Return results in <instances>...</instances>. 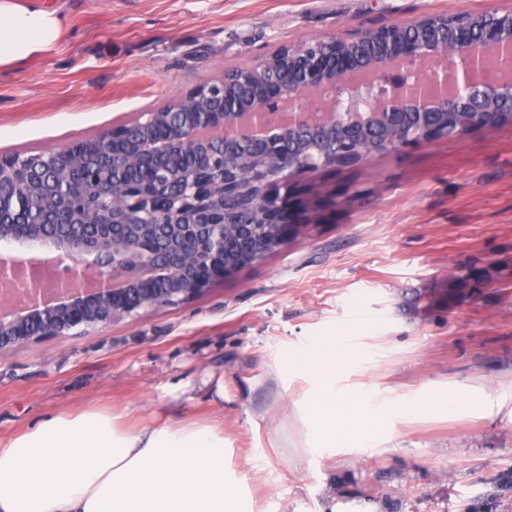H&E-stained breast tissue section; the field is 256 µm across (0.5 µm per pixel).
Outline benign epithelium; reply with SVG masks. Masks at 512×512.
Wrapping results in <instances>:
<instances>
[{"label": "benign epithelium", "mask_w": 512, "mask_h": 512, "mask_svg": "<svg viewBox=\"0 0 512 512\" xmlns=\"http://www.w3.org/2000/svg\"><path fill=\"white\" fill-rule=\"evenodd\" d=\"M512 8L431 14L284 46L53 152L0 154V208L23 190L62 224H1L51 253L0 259V354L178 305L286 244L298 177L482 129L512 112ZM189 162L138 182L155 158ZM122 203L100 208L101 197Z\"/></svg>", "instance_id": "1"}]
</instances>
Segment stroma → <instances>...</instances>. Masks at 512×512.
Listing matches in <instances>:
<instances>
[{
  "instance_id": "obj_1",
  "label": "stroma",
  "mask_w": 512,
  "mask_h": 512,
  "mask_svg": "<svg viewBox=\"0 0 512 512\" xmlns=\"http://www.w3.org/2000/svg\"><path fill=\"white\" fill-rule=\"evenodd\" d=\"M56 45L0 69V153L56 148L165 105L283 44L512 0H56ZM300 228L200 295L0 355V440L103 410L134 430L224 425V473L254 512H512V418L423 415L388 451L298 459L277 368L320 337L388 349L366 383L512 384V288L448 291L458 268L512 267V124L300 178ZM361 297L367 327L350 316ZM224 400L214 403L216 389Z\"/></svg>"
}]
</instances>
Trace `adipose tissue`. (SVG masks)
I'll use <instances>...</instances> for the list:
<instances>
[{"mask_svg": "<svg viewBox=\"0 0 512 512\" xmlns=\"http://www.w3.org/2000/svg\"><path fill=\"white\" fill-rule=\"evenodd\" d=\"M64 22L47 0H0V67L31 60ZM0 512H244L224 476V428L194 420L130 431L92 410L0 442Z\"/></svg>", "mask_w": 512, "mask_h": 512, "instance_id": "ef3b65f1", "label": "adipose tissue"}]
</instances>
